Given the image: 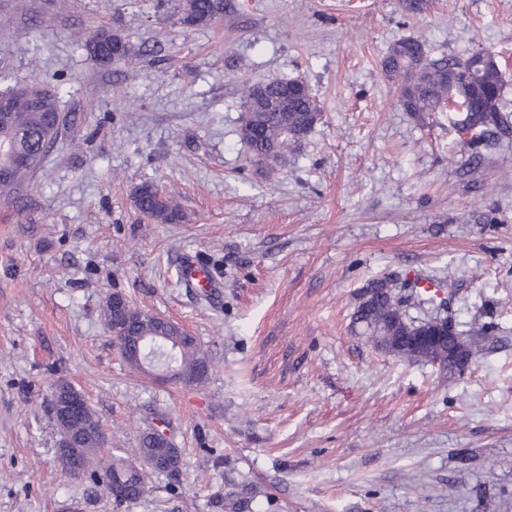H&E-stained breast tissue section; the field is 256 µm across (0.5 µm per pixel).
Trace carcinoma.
Listing matches in <instances>:
<instances>
[{
    "label": "carcinoma",
    "mask_w": 512,
    "mask_h": 512,
    "mask_svg": "<svg viewBox=\"0 0 512 512\" xmlns=\"http://www.w3.org/2000/svg\"><path fill=\"white\" fill-rule=\"evenodd\" d=\"M219 10V0H185L178 10V20L188 27L210 22ZM94 38L99 48L89 49L90 58L100 63L99 55L126 60L131 53L129 41L109 30ZM484 49L470 52L465 58L442 56L432 58L425 44L414 38L393 43L382 60L385 73L399 83L398 106L404 112L420 117L437 112L449 102V96L467 106V121L474 127L471 145L478 146L491 136L512 134L509 114L505 113L503 81L498 64L481 63ZM299 81L284 79L245 86V122L239 127L240 138L247 143L257 161L286 159L321 118L322 108L311 92L302 96L295 90ZM1 92L11 94L10 111L0 113V144L7 143L8 153L19 162L7 166L9 182L0 185V192L11 194L42 166L45 156L54 147L61 132L56 124V94L38 83L7 84ZM135 207L144 216L161 224L181 221L184 214L175 199L151 182L140 184L134 193ZM368 287L374 293L371 305L357 307L353 323L363 331L375 325L395 326L394 335L417 333L416 319L408 312H399L395 303L393 281L387 277L372 280ZM107 328L118 323L124 336L117 340L123 357L134 367L157 364L171 368L189 383L202 384L208 376L206 354L177 325L151 315L123 298L119 292L109 295L103 308ZM102 430L89 403H83L67 428L59 429L58 451L65 447L81 451L85 472L91 481L105 489L115 484L124 491L114 499L118 505L136 501L144 492L150 475H172L182 464L179 449L164 440L145 435L131 459L146 457L153 465L135 469L130 459L109 461L101 455L97 435Z\"/></svg>",
    "instance_id": "obj_1"
}]
</instances>
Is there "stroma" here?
<instances>
[{
    "label": "stroma",
    "instance_id": "1",
    "mask_svg": "<svg viewBox=\"0 0 512 512\" xmlns=\"http://www.w3.org/2000/svg\"><path fill=\"white\" fill-rule=\"evenodd\" d=\"M193 27L156 0H0V76L66 124L0 195V512H512V141L473 151L453 107L414 117L381 60L494 53L512 100V0H230ZM107 29L126 61H90ZM302 79L323 116L281 163L239 137L245 83ZM149 181L179 224L142 216ZM211 264L214 294L186 287ZM443 282L478 358L443 369L352 330L367 283ZM121 291L208 353L205 385L136 370L102 308ZM85 395L126 456L165 431L182 466L115 507L58 461L48 401ZM188 276L186 281L190 283L191 288H220L210 269L200 260H189L184 267Z\"/></svg>",
    "mask_w": 512,
    "mask_h": 512
}]
</instances>
